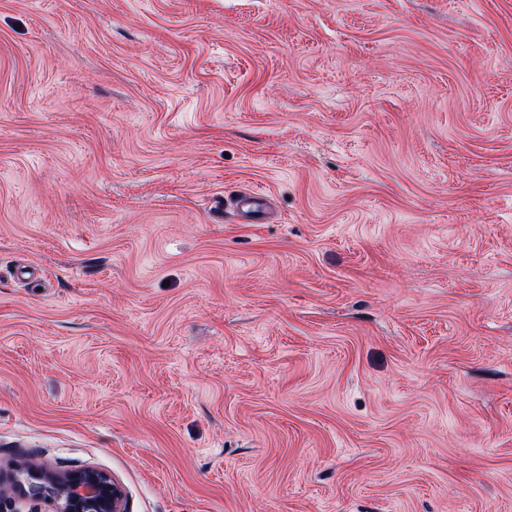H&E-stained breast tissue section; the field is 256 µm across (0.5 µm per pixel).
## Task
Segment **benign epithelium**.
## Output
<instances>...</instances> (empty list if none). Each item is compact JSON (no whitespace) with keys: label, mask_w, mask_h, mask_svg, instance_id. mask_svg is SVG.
Instances as JSON below:
<instances>
[{"label":"benign epithelium","mask_w":512,"mask_h":512,"mask_svg":"<svg viewBox=\"0 0 512 512\" xmlns=\"http://www.w3.org/2000/svg\"><path fill=\"white\" fill-rule=\"evenodd\" d=\"M19 487L25 495L49 506V512H127L121 486L112 476L94 467L58 471L27 468Z\"/></svg>","instance_id":"benign-epithelium-1"}]
</instances>
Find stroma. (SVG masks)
Here are the masks:
<instances>
[{"label": "stroma", "instance_id": "stroma-1", "mask_svg": "<svg viewBox=\"0 0 512 512\" xmlns=\"http://www.w3.org/2000/svg\"><path fill=\"white\" fill-rule=\"evenodd\" d=\"M27 463L129 512H512V0H0ZM266 194L262 191L253 190L248 194L240 196L235 203V211L242 224H263L266 223Z\"/></svg>", "mask_w": 512, "mask_h": 512}]
</instances>
